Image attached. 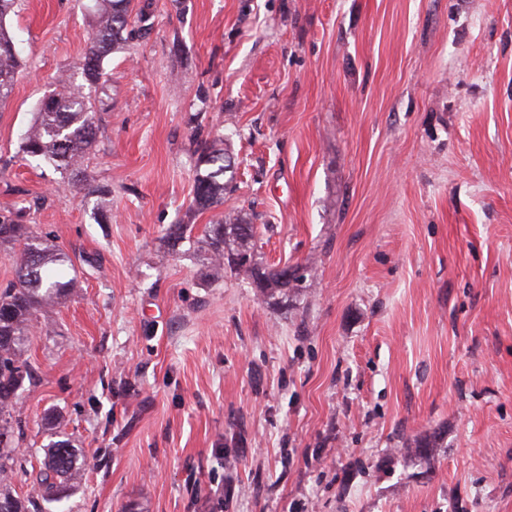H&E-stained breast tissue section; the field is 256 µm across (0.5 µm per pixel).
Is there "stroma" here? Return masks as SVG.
<instances>
[{
	"label": "stroma",
	"mask_w": 512,
	"mask_h": 512,
	"mask_svg": "<svg viewBox=\"0 0 512 512\" xmlns=\"http://www.w3.org/2000/svg\"><path fill=\"white\" fill-rule=\"evenodd\" d=\"M86 2L7 19L0 215L75 282L26 347L29 512H512V0H137L85 88L89 196L22 151ZM204 141L236 174L199 211ZM240 211L262 265L306 266L286 297L203 267L194 236ZM422 436L433 462L400 452ZM62 439L89 467L46 502ZM14 1L0 0V103L9 98L15 76L21 67L20 55L16 48L15 36L5 23Z\"/></svg>",
	"instance_id": "1"
}]
</instances>
